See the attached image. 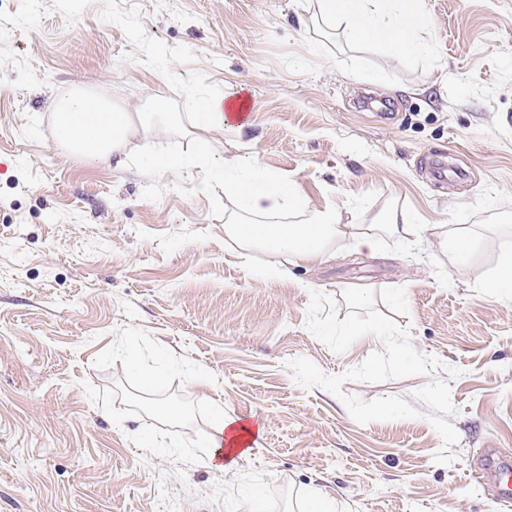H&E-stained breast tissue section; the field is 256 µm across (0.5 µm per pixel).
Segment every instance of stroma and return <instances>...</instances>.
Returning a JSON list of instances; mask_svg holds the SVG:
<instances>
[{"label":"stroma","instance_id":"stroma-1","mask_svg":"<svg viewBox=\"0 0 512 512\" xmlns=\"http://www.w3.org/2000/svg\"><path fill=\"white\" fill-rule=\"evenodd\" d=\"M316 6L0 0V512H303L312 487L335 512H503L469 473L479 449L512 458V298L482 290L512 258V0H422L424 47L404 55L326 37ZM77 89L167 113L93 164L55 134L53 106ZM242 92V127L197 130V99ZM204 147L296 181L305 210L271 223L332 207L361 228L402 212L422 232H379L374 256L338 237L266 277L274 256L224 234L223 183L203 193L195 171L144 165ZM439 155L463 178L432 180ZM460 228L479 242L465 262L440 244ZM354 286L458 369L453 463L434 462L426 419L361 425L295 381L291 358L333 375L380 349L364 336L339 354L306 327L311 291ZM134 361L161 369L155 387ZM214 400L261 428L229 471L203 448Z\"/></svg>","mask_w":512,"mask_h":512}]
</instances>
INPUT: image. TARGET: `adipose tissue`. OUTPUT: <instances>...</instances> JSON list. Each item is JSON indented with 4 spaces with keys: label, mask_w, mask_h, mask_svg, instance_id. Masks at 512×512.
Segmentation results:
<instances>
[{
    "label": "adipose tissue",
    "mask_w": 512,
    "mask_h": 512,
    "mask_svg": "<svg viewBox=\"0 0 512 512\" xmlns=\"http://www.w3.org/2000/svg\"><path fill=\"white\" fill-rule=\"evenodd\" d=\"M317 12L323 21L341 27L351 42L364 43L376 35L399 54L420 49L426 28L420 0H317ZM54 118L61 143L92 163L109 160L130 127L129 113L82 93L57 104ZM148 166L200 171L198 188L203 192L212 182H223L225 194L236 200L240 213L239 219L225 224L224 233L243 245L258 246L298 263L321 260L329 241L343 235L360 251L371 252L377 246L373 232L339 224L332 207L317 212L305 224L263 223V216L302 210L305 200L294 181L253 162H242L229 172L201 154L158 157L149 160ZM250 433L239 419L225 414L223 405H214L207 438L211 459L221 460L223 469H232L244 456L242 444Z\"/></svg>",
    "instance_id": "ef3b65f1"
}]
</instances>
